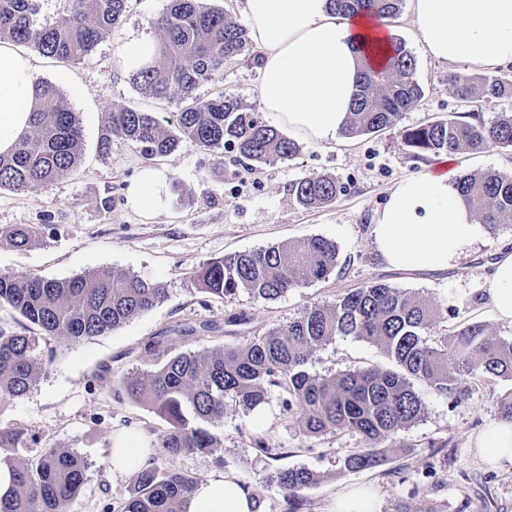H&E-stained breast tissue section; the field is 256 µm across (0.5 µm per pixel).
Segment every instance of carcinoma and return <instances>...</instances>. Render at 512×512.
I'll return each mask as SVG.
<instances>
[{
	"instance_id": "obj_1",
	"label": "carcinoma",
	"mask_w": 512,
	"mask_h": 512,
	"mask_svg": "<svg viewBox=\"0 0 512 512\" xmlns=\"http://www.w3.org/2000/svg\"><path fill=\"white\" fill-rule=\"evenodd\" d=\"M127 0H70L68 13L40 24L38 0H0V43L33 47L59 62L86 57L103 35L116 28ZM338 14L368 10L395 19L403 0H330ZM161 31L154 59L132 74L143 93L185 102L171 128L149 112L113 108L100 147L118 137L147 159L171 155L189 140L208 149H231L252 163L291 160L299 146L238 98L220 94L202 99L198 87L245 53L248 30L224 9L204 0H170L153 21ZM416 64L403 43L393 47L386 64L366 65L354 108L343 135L379 133L397 124L403 112L424 97L415 79ZM448 87L462 103L512 102V77L448 74ZM36 109L29 130L12 152L0 154V189L22 191L49 184L73 168L82 132L78 118L51 82L36 85ZM406 128L402 143L415 158L512 148V113L486 122L478 112ZM457 189L495 233L512 224V175L495 171L463 174ZM343 186L331 175L302 178L290 194L304 209L336 201ZM39 239L35 227L0 228V240L27 248ZM338 265L336 243L312 237L299 245L268 246L215 258L195 272L198 290L207 296H232L243 290L275 300L305 284L326 279ZM166 297L160 283L120 270L87 271L66 279L16 276L0 272V311L19 328L0 326V410L27 395L45 365L36 353L35 328L50 339L80 342L107 334L147 313ZM442 322L439 309L417 293L374 282L337 297L330 307L313 305L299 317L241 347L158 352L153 369L126 377L123 394L166 423L150 442L166 458L187 452L208 453L221 438L211 426L224 419L229 397L252 410L272 387L286 393L283 409L296 418L306 438L350 434L363 443L346 451L348 472L373 469L386 460L387 442L420 421L427 412L414 389L425 382L446 396L451 407L466 395L467 378L512 380V341L490 336L484 325L466 324L442 344L426 335ZM337 336H352L380 347L398 370L380 367L348 370L331 376L312 374L313 354ZM28 432L0 427V465L8 466L14 485L0 495V512H70L88 469L80 454L45 448L33 461L19 458ZM268 479L281 490L284 512H303L304 492L317 475L304 466L274 470ZM197 481L179 471L160 470L155 462L135 472L122 512H185L184 503Z\"/></svg>"
}]
</instances>
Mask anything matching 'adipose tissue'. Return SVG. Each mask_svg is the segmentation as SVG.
<instances>
[{"mask_svg":"<svg viewBox=\"0 0 512 512\" xmlns=\"http://www.w3.org/2000/svg\"><path fill=\"white\" fill-rule=\"evenodd\" d=\"M252 41L261 49L256 97L294 136L327 145L350 120L360 57L384 64L400 34L390 19L335 14L328 0H242ZM416 38L433 60L494 70L512 64V0H412ZM37 81L32 59L0 44V153L29 127ZM451 159L425 165L388 192L372 228L373 244L389 266L410 272L459 267L482 235L460 196ZM168 177L144 168L127 189L129 207L163 212ZM489 304L512 322V249L499 253L487 278ZM249 489L231 475L198 483L187 512H253Z\"/></svg>","mask_w":512,"mask_h":512,"instance_id":"1","label":"adipose tissue"}]
</instances>
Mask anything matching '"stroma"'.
Returning <instances> with one entry per match:
<instances>
[{
	"mask_svg": "<svg viewBox=\"0 0 512 512\" xmlns=\"http://www.w3.org/2000/svg\"><path fill=\"white\" fill-rule=\"evenodd\" d=\"M168 6L169 0H129L120 26L105 34L80 63L33 54L39 79L56 84L80 120V157L52 184L0 191V227L31 225L40 231L37 244L25 250L0 242V271L65 279L119 269L161 282L167 290L162 304L110 334L80 343L53 340L57 356L36 386L0 410V427L27 429V457L54 447L77 451L88 460L87 480L72 512H121L132 478L112 474L107 465L111 448L153 437L164 427L147 407L116 393L121 379L151 368L152 355L146 350L150 341L163 339L177 352L242 346L299 317L312 304H332L338 295L375 281L419 293L438 306L448 331L480 323L493 337L512 341V323L497 318L485 293L487 272L498 252L512 244V229L483 232L461 267L422 274L389 267L373 244L372 224L388 191L423 165L402 148L403 129L465 110L448 88V67L426 58L418 45L410 6H403L396 24L415 60V77L425 97L403 113L398 126L342 137L328 146L303 140L293 160L250 170L235 162L233 153L219 160L189 141L172 155L153 160L121 139L112 140L108 150L100 149L108 109L130 107L165 123L182 107L179 99L157 100L143 93L119 64L134 41L159 39L151 21ZM260 55L259 47L250 45L247 57L225 63L222 72L199 86L198 96L224 93L258 108L253 89ZM147 165L169 173L167 207L153 216L126 204L130 182ZM322 174L342 184L336 202L309 210L296 205L290 184ZM107 196L112 199L108 209L101 205ZM317 236L335 241L339 251L338 266L326 280L273 301L244 291L205 300L197 289L194 274L211 259ZM240 312L247 315V323L227 324L228 316ZM373 366L389 369L393 362L370 343L339 336L314 355L308 369L328 375ZM470 386L469 397L452 408L444 395L416 382L427 406L425 417L402 431L385 462L370 470L341 471L338 458L345 449L357 447V438L328 434L306 440L295 419L283 413L276 389L269 392L259 416L226 400L224 420L215 427L222 440L212 452L164 458L160 464L198 480L222 472L234 475L263 499V512H280L282 500L266 474L289 466H306L320 475L319 483L305 493L306 512H332L336 494L358 487L374 492L378 512H398L403 505L410 512H512V465L484 461L478 450L481 435L498 421L495 401L512 392V381L475 379ZM255 435L287 449V456L272 460L255 455L247 448ZM433 444L441 452L437 480L428 483L421 473ZM398 467L406 481L392 480L390 472Z\"/></svg>",
	"mask_w": 512,
	"mask_h": 512,
	"instance_id": "obj_1",
	"label": "stroma"
}]
</instances>
